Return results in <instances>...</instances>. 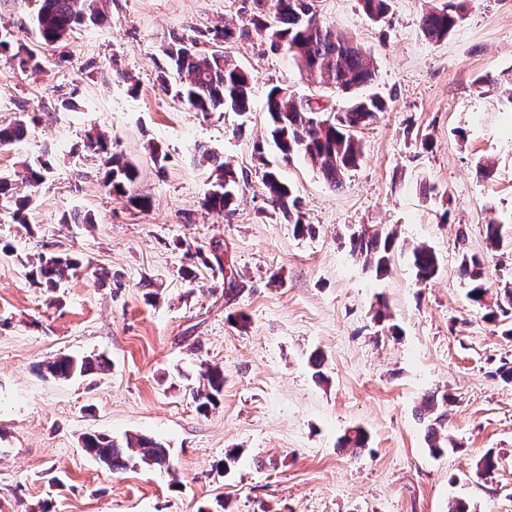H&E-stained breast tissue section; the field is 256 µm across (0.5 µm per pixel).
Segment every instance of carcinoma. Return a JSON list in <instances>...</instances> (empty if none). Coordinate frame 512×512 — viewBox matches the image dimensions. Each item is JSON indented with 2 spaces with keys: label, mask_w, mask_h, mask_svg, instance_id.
I'll return each instance as SVG.
<instances>
[{
  "label": "carcinoma",
  "mask_w": 512,
  "mask_h": 512,
  "mask_svg": "<svg viewBox=\"0 0 512 512\" xmlns=\"http://www.w3.org/2000/svg\"><path fill=\"white\" fill-rule=\"evenodd\" d=\"M39 7L32 17L38 46L59 47L77 27L94 22L102 14L103 0H38ZM241 10L249 13V22L257 35L270 46L284 47L297 67L318 74L338 91L350 93L374 81L376 74L370 59L363 50L335 28L317 16L315 0H242ZM391 0H360L365 16L379 22L387 15ZM461 0H445L421 18V30L430 39L448 36L464 20ZM234 38L233 29L216 27L197 35L174 36L163 53L169 69L161 70V86L193 112L208 116L212 112L230 109L246 112L250 108V77L224 53V44ZM0 56L13 59L18 67L42 69V57L27 46H17L11 36L0 34ZM388 103L379 94L351 96L346 109L338 111L316 98H295L288 89L275 85L266 95L265 112L269 120L271 140L284 160L302 154L332 187L342 185L349 171L358 167L363 157V144L357 129L369 124L387 110ZM36 117L22 114L7 125H0V148L17 144L26 138ZM84 150L98 162L104 172L105 186L121 194L125 187L136 181L135 165L113 153L107 139L100 133H87ZM51 167L48 160L25 161L22 170L13 175L0 174V198L11 200L13 222L27 223L31 195L15 196V179H20L29 189L38 188ZM241 179L228 163L215 167L214 179L202 198V206L218 214L232 211ZM267 201L273 211L294 225L296 233H309L312 226L301 218L300 201L294 189L282 181L278 171L266 168L262 175ZM350 251L363 259L364 264L377 275L385 274L393 261L395 238L392 233L370 227L352 230L349 236ZM223 245L212 244L211 257L197 254L203 266L224 272L221 257ZM412 266L420 282H427L439 272V261L434 251L425 246L413 249ZM82 266L81 259L66 251L40 253L26 266V281L37 288L56 290L69 273ZM458 273L470 285L469 298L485 303L488 288L484 281L483 263L475 256L461 255ZM512 314V290L504 291L503 299L496 301L486 317L497 323ZM108 361L99 357L75 358L59 356L46 364L54 377L70 379L88 376L107 367ZM198 388L193 392L197 409L207 413L216 407L224 395V371L213 366L201 370ZM437 398L429 395L423 400L421 415L427 416L426 440L429 451L440 456L445 444L439 435L444 414L434 413ZM84 450L113 471L124 470L137 462L158 466L176 476L167 447L152 439L141 437L120 443L103 434H88L82 438ZM338 447L359 454L368 447L367 433L356 427L346 431ZM499 461L492 451H487L477 462V473L492 475Z\"/></svg>",
  "instance_id": "1"
}]
</instances>
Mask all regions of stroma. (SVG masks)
I'll use <instances>...</instances> for the list:
<instances>
[{
    "mask_svg": "<svg viewBox=\"0 0 512 512\" xmlns=\"http://www.w3.org/2000/svg\"><path fill=\"white\" fill-rule=\"evenodd\" d=\"M440 2L392 0L373 23L357 0H317L321 21L371 53L366 93L388 99L358 130L364 157L336 190L303 156L280 159L264 104L275 85L338 108L346 98L260 40L241 0H108L102 21L42 49L41 70L0 57V123L39 118L20 146L0 149V174L52 161L27 223L0 206V237L15 246L0 254V512H447L454 497L472 512H512V383L494 374L512 361V335L485 319L458 274L468 253L482 260L490 295L512 289V0H466L465 21L435 41L420 19ZM36 8L0 0V32L32 44ZM224 25L236 31L227 51L251 79V109L205 118L166 94L157 71L172 35ZM92 129L136 165L132 191L150 208L105 187L80 149ZM267 160L297 190L313 234L296 235L269 207ZM224 161L244 181L235 211L220 215L201 198ZM76 213L91 223H71ZM493 219L499 249L485 234ZM363 224L396 234L385 276L349 249ZM216 241L220 276L195 256ZM419 244L440 262L425 283L410 261ZM63 249L82 268L54 295L29 286L28 258ZM230 276L239 291L228 297ZM381 303L390 322L373 318ZM231 313L246 325L230 324ZM315 351L324 384L308 363ZM62 355H101L109 369L52 377L45 365ZM206 365L223 369L224 397L203 414L192 392ZM429 394L448 398L439 457L417 413ZM354 427L369 435L356 457L336 448ZM90 432L160 441L177 473L112 471L83 452ZM233 448L236 467L218 473ZM489 450L500 464L486 480L476 463Z\"/></svg>",
    "mask_w": 512,
    "mask_h": 512,
    "instance_id": "obj_1",
    "label": "stroma"
}]
</instances>
